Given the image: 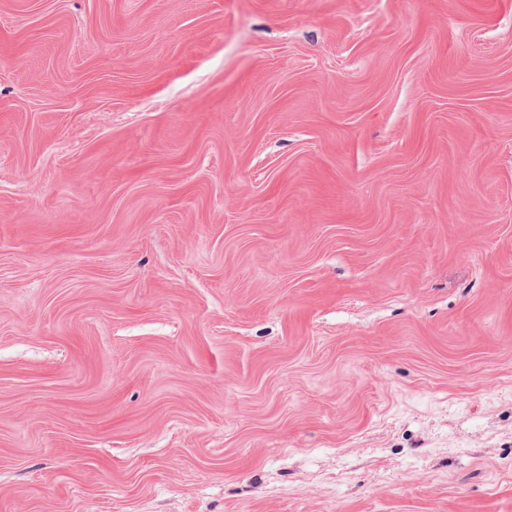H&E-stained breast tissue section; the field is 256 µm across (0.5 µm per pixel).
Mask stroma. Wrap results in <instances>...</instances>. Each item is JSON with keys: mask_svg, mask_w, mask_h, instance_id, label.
I'll use <instances>...</instances> for the list:
<instances>
[{"mask_svg": "<svg viewBox=\"0 0 512 512\" xmlns=\"http://www.w3.org/2000/svg\"><path fill=\"white\" fill-rule=\"evenodd\" d=\"M0 512H512V0H0Z\"/></svg>", "mask_w": 512, "mask_h": 512, "instance_id": "stroma-1", "label": "stroma"}]
</instances>
